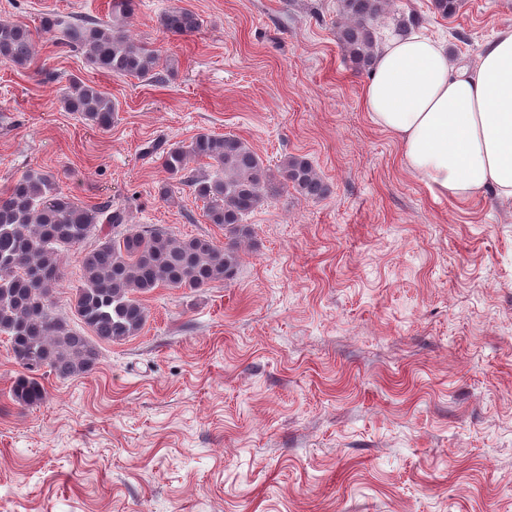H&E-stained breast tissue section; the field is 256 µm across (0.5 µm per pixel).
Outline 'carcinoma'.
<instances>
[{
    "label": "carcinoma",
    "mask_w": 512,
    "mask_h": 512,
    "mask_svg": "<svg viewBox=\"0 0 512 512\" xmlns=\"http://www.w3.org/2000/svg\"><path fill=\"white\" fill-rule=\"evenodd\" d=\"M340 5L338 40L351 67L362 71L373 60V22L383 13L386 0H340ZM161 25L182 36L195 32L199 22L194 12L179 7L165 13ZM40 29L62 31L64 45L83 51L87 63L99 71L163 82L155 71V51L132 39L122 23L89 17L66 22L46 13ZM34 53L27 26L0 22L1 62L24 68ZM65 102L101 131L110 130L117 118L112 99L87 83L79 84ZM153 151L168 175L161 195H169L175 185L187 187L203 202L208 223L224 229L226 243L176 238L163 228L144 230L128 224L122 209L110 203H76L56 188L50 175L37 170L26 172L0 193V334L7 336L10 359L22 369L11 388L17 405L37 406L46 399L39 372L46 369L59 378L82 376L99 360L93 342L54 311L61 251L96 238L81 252L80 284L71 310L98 340L122 341L140 334L147 322L140 296L159 287L195 292L232 280L241 244L252 237L246 218L266 199L288 187L310 199L327 193L308 158L289 155L273 170L235 135L200 132L187 143L167 149L155 146ZM200 161L207 168L190 167Z\"/></svg>",
    "instance_id": "1"
}]
</instances>
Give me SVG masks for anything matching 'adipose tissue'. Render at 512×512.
<instances>
[{"mask_svg": "<svg viewBox=\"0 0 512 512\" xmlns=\"http://www.w3.org/2000/svg\"><path fill=\"white\" fill-rule=\"evenodd\" d=\"M371 122L399 144L402 165L461 202H512V30L487 41L476 63L446 43L392 34L362 87Z\"/></svg>", "mask_w": 512, "mask_h": 512, "instance_id": "1", "label": "adipose tissue"}]
</instances>
